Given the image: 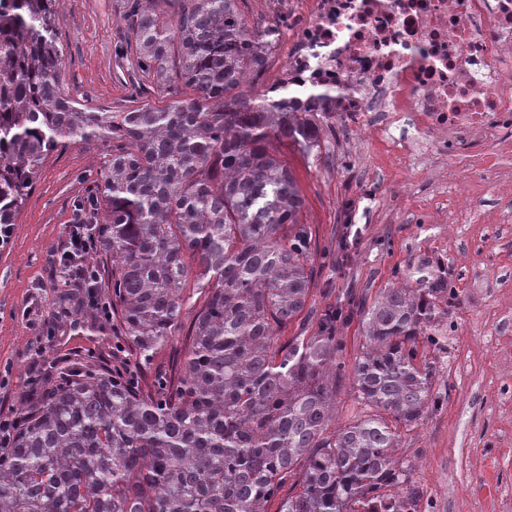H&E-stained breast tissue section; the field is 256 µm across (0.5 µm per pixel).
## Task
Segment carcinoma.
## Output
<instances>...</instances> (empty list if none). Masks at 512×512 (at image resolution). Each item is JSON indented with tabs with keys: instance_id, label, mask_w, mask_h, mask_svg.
Instances as JSON below:
<instances>
[{
	"instance_id": "obj_1",
	"label": "carcinoma",
	"mask_w": 512,
	"mask_h": 512,
	"mask_svg": "<svg viewBox=\"0 0 512 512\" xmlns=\"http://www.w3.org/2000/svg\"><path fill=\"white\" fill-rule=\"evenodd\" d=\"M155 0H126L123 53L133 100L153 77L171 101L86 112L64 98L59 0H0V224L15 223L45 157L112 139L87 194L106 296L132 363L150 367L182 333V363L145 391L87 366L20 409L0 452V512H421L413 465L394 457L399 427L448 401L434 386L449 357L448 265L397 269L372 302L308 304L317 271L304 200L275 150L321 156L336 127L286 92L243 89L278 33L246 23L245 0H179L169 23ZM195 97L177 98L168 71ZM349 258L341 241L322 264ZM194 294L186 295L190 276ZM299 319L310 336L283 339ZM363 351L342 361L341 328ZM351 379L375 414L336 428V384Z\"/></svg>"
}]
</instances>
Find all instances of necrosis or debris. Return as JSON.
<instances>
[{
  "label": "necrosis or debris",
  "instance_id": "obj_1",
  "mask_svg": "<svg viewBox=\"0 0 512 512\" xmlns=\"http://www.w3.org/2000/svg\"><path fill=\"white\" fill-rule=\"evenodd\" d=\"M293 26L279 84L329 85L337 125L402 157L403 118L458 153L491 164L512 147V0H266Z\"/></svg>",
  "mask_w": 512,
  "mask_h": 512
}]
</instances>
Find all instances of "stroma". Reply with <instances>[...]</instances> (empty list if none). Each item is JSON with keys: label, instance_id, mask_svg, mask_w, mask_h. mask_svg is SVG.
<instances>
[{"label": "stroma", "instance_id": "35a3bbf8", "mask_svg": "<svg viewBox=\"0 0 512 512\" xmlns=\"http://www.w3.org/2000/svg\"><path fill=\"white\" fill-rule=\"evenodd\" d=\"M123 11L124 0H60L61 82L78 107H132L115 64ZM277 151L297 179L303 219L319 248L335 250L343 205L354 203L361 234L353 260L322 273L337 293L376 298L390 286L394 269L415 266L434 249L447 251L464 303L450 318L451 353L440 371L448 400L403 436L398 454L412 461L431 512H512V500L494 491L512 486V415L504 411L512 394V360L488 344L493 331L512 329V291L498 287L512 281V187L484 190L493 174L512 173V152L500 155L492 173L472 157L435 146L410 168L385 144L343 132L325 159L286 143ZM111 154V140L100 138L50 153L17 216L11 248L0 252V369L11 370L0 405L11 410L31 395L32 358L49 366L77 346L112 353L111 324L79 315V300L66 303L73 316H60L63 291L51 286L47 262L66 235L74 200L85 195ZM468 200L473 206L465 224L449 230L443 217ZM40 281L46 288L32 299ZM29 303L53 319L50 344L38 345L22 322L19 312Z\"/></svg>", "mask_w": 512, "mask_h": 512}]
</instances>
